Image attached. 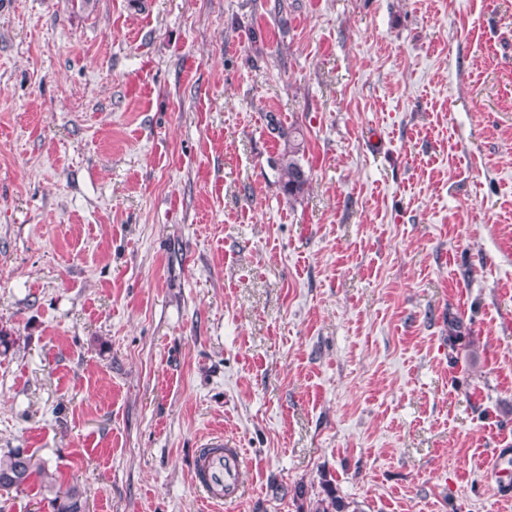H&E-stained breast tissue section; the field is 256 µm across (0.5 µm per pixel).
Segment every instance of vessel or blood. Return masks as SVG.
Here are the masks:
<instances>
[{
    "instance_id": "obj_1",
    "label": "vessel or blood",
    "mask_w": 512,
    "mask_h": 512,
    "mask_svg": "<svg viewBox=\"0 0 512 512\" xmlns=\"http://www.w3.org/2000/svg\"><path fill=\"white\" fill-rule=\"evenodd\" d=\"M244 466L245 453L235 443L221 438L206 442L194 460L192 475V483L201 500L223 505L241 498Z\"/></svg>"
}]
</instances>
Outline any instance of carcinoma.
<instances>
[{"instance_id":"carcinoma-1","label":"carcinoma","mask_w":512,"mask_h":512,"mask_svg":"<svg viewBox=\"0 0 512 512\" xmlns=\"http://www.w3.org/2000/svg\"><path fill=\"white\" fill-rule=\"evenodd\" d=\"M284 145L278 158L280 182L283 190L289 195L303 191L307 182L305 172L299 162V154L303 152L301 142L294 132L283 134ZM57 479L50 472L47 462L28 453L22 448H10L0 452V489L10 491L36 486L39 489L55 491L51 499L53 512H86L87 499L84 491L77 485H69L65 489H55ZM308 512H359L350 509L336 492L328 487L325 496L309 503Z\"/></svg>"}]
</instances>
